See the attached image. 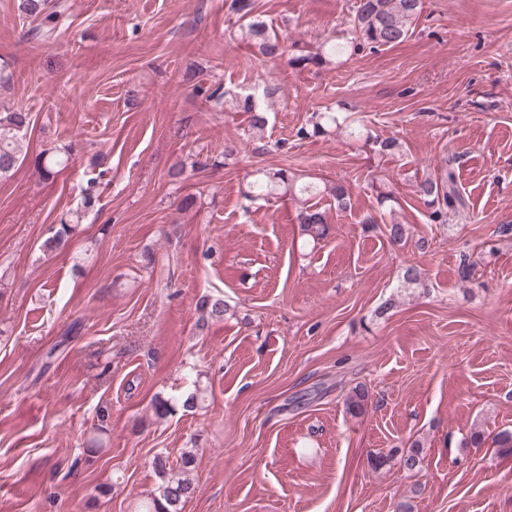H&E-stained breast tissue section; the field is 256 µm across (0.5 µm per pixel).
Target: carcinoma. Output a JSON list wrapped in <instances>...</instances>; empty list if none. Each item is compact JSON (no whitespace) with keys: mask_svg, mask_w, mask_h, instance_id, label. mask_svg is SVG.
<instances>
[{"mask_svg":"<svg viewBox=\"0 0 512 512\" xmlns=\"http://www.w3.org/2000/svg\"><path fill=\"white\" fill-rule=\"evenodd\" d=\"M47 0H22V11L41 21L33 29L34 35L51 37L63 19L64 12L54 10L45 13ZM239 14V36L247 44L256 47L257 55L266 61L276 62L288 58V41L270 27L255 12L252 0H235ZM424 10V0H354L352 6L351 31L330 36L323 40L316 51L307 55L289 58V62L297 67L313 66L317 69L335 63L336 60L353 55L364 48L371 50L380 47H393L404 42L411 34L413 23L419 19ZM197 90L206 95V99L222 104L236 112L249 113L247 126L249 138L262 140L268 125L266 109L261 107L255 96L242 94L231 88L215 87ZM30 116L27 112L13 111L0 113V176L5 175L17 166L27 155L25 144ZM338 127L337 117L333 112H314L308 124L298 130L300 138L323 136L329 129ZM378 147V153L392 152L399 149L400 143L395 138L383 140L367 135L363 145ZM70 154H61V150L53 147L42 151L36 162L40 164L46 176H51L65 169L69 164ZM254 179L249 182L243 196L250 200L270 201L283 199L297 194L308 196H327L333 199L337 207L345 209L350 204V190L344 183L301 181V176L287 168L256 169ZM417 194L428 210V218L434 224L448 223V211L458 212L466 207L460 194L453 168L446 164L434 176H428L417 184ZM303 234L312 241H317L327 231L328 219L326 212L314 205L303 208L298 216ZM73 230V225L61 222L56 233L45 242L44 247L53 251L65 245ZM385 235L397 244H405L409 239L406 225L392 221L385 225ZM202 314L216 320L224 318L227 305L221 295L207 296L199 303ZM155 466L164 475L159 486V495L153 497L143 512H181L187 499L196 492V487L187 478L167 476L166 462L163 457L155 458Z\"/></svg>","mask_w":512,"mask_h":512,"instance_id":"cac0c4a2","label":"carcinoma"}]
</instances>
